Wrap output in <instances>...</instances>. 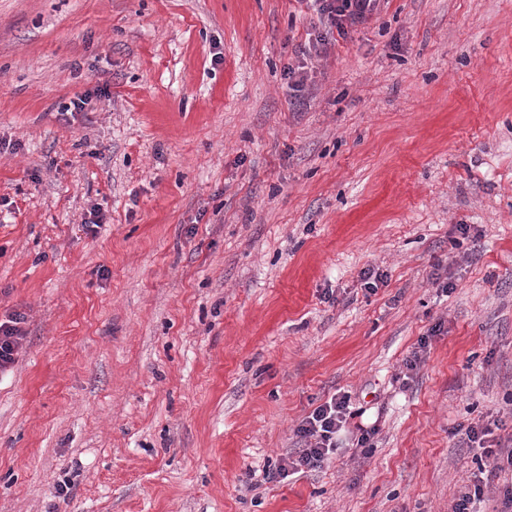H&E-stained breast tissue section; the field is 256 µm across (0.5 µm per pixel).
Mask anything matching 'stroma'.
I'll return each mask as SVG.
<instances>
[{
	"label": "stroma",
	"instance_id": "1",
	"mask_svg": "<svg viewBox=\"0 0 512 512\" xmlns=\"http://www.w3.org/2000/svg\"><path fill=\"white\" fill-rule=\"evenodd\" d=\"M317 23L0 0V512H448L512 440V0H383L295 98ZM335 394L373 453L246 489ZM25 321V315L17 312L0 323V373L11 368L16 361V355L26 337V331L22 326Z\"/></svg>",
	"mask_w": 512,
	"mask_h": 512
}]
</instances>
